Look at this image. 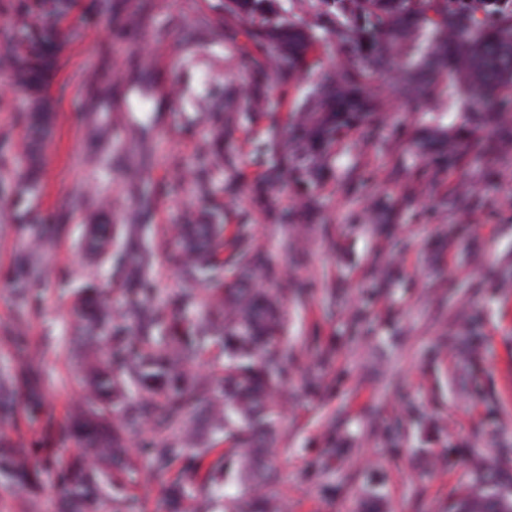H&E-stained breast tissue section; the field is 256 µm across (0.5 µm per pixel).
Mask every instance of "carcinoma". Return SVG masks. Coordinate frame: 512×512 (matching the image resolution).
<instances>
[{
  "label": "carcinoma",
  "mask_w": 512,
  "mask_h": 512,
  "mask_svg": "<svg viewBox=\"0 0 512 512\" xmlns=\"http://www.w3.org/2000/svg\"><path fill=\"white\" fill-rule=\"evenodd\" d=\"M336 2L346 18L336 24V38L355 45L395 97L414 100L424 72L440 65L457 77L449 87L453 93L485 98L512 86V18L485 30L470 18L448 15V0ZM74 7L75 0H18L16 5V33L6 62L27 95L29 169L20 186L23 192L38 187V145L47 134L52 112L47 88L63 49L60 25ZM224 12L232 19L224 28V39L234 41L242 34L251 44L241 57L242 68L262 79L273 67L277 77L269 89L276 96L282 94L312 43L308 23L281 20L278 0H224ZM426 18L429 29L422 24ZM379 109V100L364 92L363 75L358 72L321 84L288 135L290 147L273 156L269 181L275 184L287 176L313 201L311 189L339 134L371 119ZM111 237L112 225H88V251L104 254ZM179 237L187 280L209 281L224 264L232 263L243 273L239 286L227 295L217 290L214 304L200 318L189 315L196 307L195 296L183 293L178 296L182 315L176 317L149 303L153 288L145 274L149 256L144 254L124 266L125 306L135 321L134 330L118 321L106 299L86 302L81 318L91 337L83 344L82 356L86 384L98 406L73 408L64 432L78 446L64 456L46 448L40 461L33 463L10 438L0 436V481L22 491L19 512H28L48 477L66 494L62 512H106L103 505L114 501L107 468L133 469L141 454L148 459L150 472L166 481V499L173 500L176 512H204L201 488L223 489L232 464L243 482L258 474L271 475L257 440L243 461L224 454L211 460L207 452L189 455L186 449L199 436L202 407L216 427L241 421L248 422L252 431L267 426L273 394L288 384V351L280 347L286 312L283 293L257 288L252 278L276 281L279 273L252 244H237L224 257V228L219 224H182ZM13 286L22 301L34 298L39 279L32 257L20 260ZM211 342L222 347L229 364L219 373L201 374L196 370L199 357ZM22 389L24 412L34 417L45 414L44 383L32 361L28 369L0 377V414L13 413ZM144 423L158 433L178 423L184 435L155 441L136 455L129 450L125 430L130 424ZM497 495L486 486L450 501L448 512H503Z\"/></svg>",
  "instance_id": "obj_1"
}]
</instances>
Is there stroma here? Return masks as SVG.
<instances>
[{
    "label": "stroma",
    "instance_id": "35a3bbf8",
    "mask_svg": "<svg viewBox=\"0 0 512 512\" xmlns=\"http://www.w3.org/2000/svg\"><path fill=\"white\" fill-rule=\"evenodd\" d=\"M91 3L78 0L62 25L54 125L31 194L19 192L27 98L0 67V373L39 353L49 414L0 417V435L33 452L85 398L82 290L96 284L123 309L130 237L151 253L152 301L169 312L185 288L204 304L214 288L236 286L231 265L213 285L183 279L173 227L191 209L214 215L226 243L260 244L286 278L292 359L267 442L279 512H369L375 493L381 512H448L473 488L480 457L497 462L489 481L512 494V89L452 99L444 73L405 102L337 43L332 0H282L288 20L330 33L287 95L270 97L239 66L247 40L224 39V0H112L108 12ZM145 3L136 37L113 38V23ZM351 71L383 98L380 116L337 140L314 213L282 184L262 203L256 187L294 113L323 81ZM207 110L234 115L220 161L204 150L215 134ZM482 112L496 125H482ZM427 127L460 141L455 166L436 165ZM91 205L109 210L111 257L84 250ZM26 254L40 276L34 309L12 286ZM463 332L473 347H462ZM112 475L134 512H165V484L147 464Z\"/></svg>",
    "mask_w": 512,
    "mask_h": 512
}]
</instances>
